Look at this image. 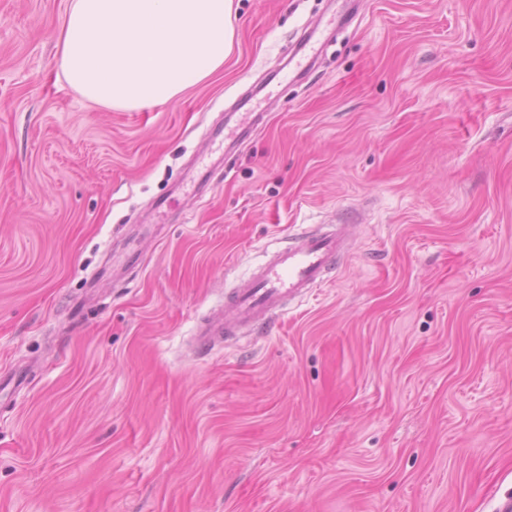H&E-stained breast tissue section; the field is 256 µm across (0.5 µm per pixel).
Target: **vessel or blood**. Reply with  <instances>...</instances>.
Instances as JSON below:
<instances>
[{
  "label": "vessel or blood",
  "instance_id": "vessel-or-blood-1",
  "mask_svg": "<svg viewBox=\"0 0 512 512\" xmlns=\"http://www.w3.org/2000/svg\"><path fill=\"white\" fill-rule=\"evenodd\" d=\"M348 234V225L322 224L302 232L293 243L266 249L264 261L225 297L223 312L200 333V349L268 328L288 302L321 286L346 259Z\"/></svg>",
  "mask_w": 512,
  "mask_h": 512
}]
</instances>
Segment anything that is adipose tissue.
<instances>
[{
    "label": "adipose tissue",
    "instance_id": "1",
    "mask_svg": "<svg viewBox=\"0 0 512 512\" xmlns=\"http://www.w3.org/2000/svg\"><path fill=\"white\" fill-rule=\"evenodd\" d=\"M233 8L234 0H70L58 73L97 106L166 104L223 66Z\"/></svg>",
    "mask_w": 512,
    "mask_h": 512
}]
</instances>
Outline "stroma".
I'll use <instances>...</instances> for the list:
<instances>
[{
  "label": "stroma",
  "mask_w": 512,
  "mask_h": 512,
  "mask_svg": "<svg viewBox=\"0 0 512 512\" xmlns=\"http://www.w3.org/2000/svg\"><path fill=\"white\" fill-rule=\"evenodd\" d=\"M68 4L0 0V512L512 499V0H239L223 67L137 111L59 77ZM356 209L329 281L197 349L265 245Z\"/></svg>",
  "instance_id": "35a3bbf8"
}]
</instances>
